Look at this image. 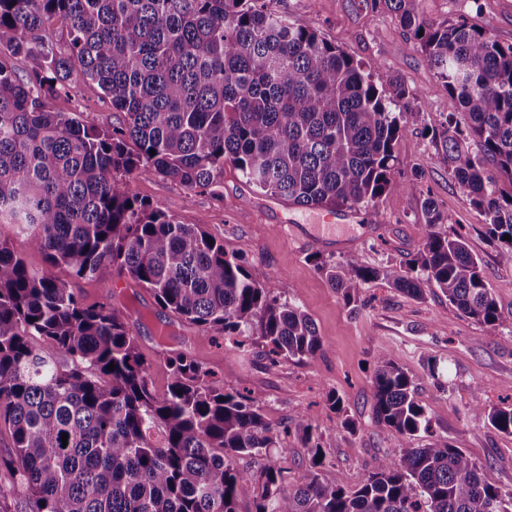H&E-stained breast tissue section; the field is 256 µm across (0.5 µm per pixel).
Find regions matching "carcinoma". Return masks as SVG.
<instances>
[{
    "label": "carcinoma",
    "mask_w": 512,
    "mask_h": 512,
    "mask_svg": "<svg viewBox=\"0 0 512 512\" xmlns=\"http://www.w3.org/2000/svg\"><path fill=\"white\" fill-rule=\"evenodd\" d=\"M378 2L421 41L448 91L451 112L423 132L489 232L512 244V189L499 180L512 182V44L462 15L429 23L421 0ZM54 17L66 23L64 50L46 36ZM30 56L35 65L17 76L11 59ZM76 64L122 124L99 130L49 108ZM419 100L399 78L379 89L363 64L264 0H0V227L78 278L112 267L178 318L236 337L244 352L260 347L270 370L283 359L310 363L322 349L313 320L271 296L200 225L135 197L126 176L160 175L219 199L229 163L255 190L298 206H368L412 188L394 179L395 148ZM422 207L418 275L355 259L315 270L348 303L383 278L416 298L437 288L462 315L498 322L480 260L440 229L447 217L433 199ZM140 319L110 300L84 304L0 237V432L13 448L0 467L25 489L29 512H238L245 496L253 512H512V491L450 445L379 458L354 488L327 484L322 448L300 416L311 463L281 494L283 467L270 455L279 433L262 402L216 387L215 373L185 354L167 359V391L154 393L132 330ZM371 384L393 436L430 433L411 378L383 353ZM471 412L512 435V409L488 411L476 396ZM243 456L264 461L243 470Z\"/></svg>",
    "instance_id": "carcinoma-1"
}]
</instances>
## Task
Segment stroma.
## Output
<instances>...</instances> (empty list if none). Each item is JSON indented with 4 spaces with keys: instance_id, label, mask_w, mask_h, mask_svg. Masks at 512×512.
<instances>
[{
    "instance_id": "1",
    "label": "stroma",
    "mask_w": 512,
    "mask_h": 512,
    "mask_svg": "<svg viewBox=\"0 0 512 512\" xmlns=\"http://www.w3.org/2000/svg\"><path fill=\"white\" fill-rule=\"evenodd\" d=\"M269 10L313 28L349 56L371 69L376 84L398 77L420 93L422 110L410 119L411 132L396 148V170L414 180L411 191L393 189L373 205L352 209L336 227V239L316 245L317 210L255 191L232 166L224 168L223 198L190 190L160 176H130L138 199L161 203L183 224H201L227 253L262 275L264 288L287 298L314 321L323 347L313 363L285 360L267 370L256 354H245L231 341L181 321L131 278L107 268L92 278L66 280L85 303L98 304L117 295L134 303L143 319L134 327L149 367V385L163 393L169 383L167 359L178 353L192 357L229 383L262 401L273 427L280 429L278 451L287 474L280 486L288 493L309 465L311 454L300 429L303 415L325 455L324 482L354 487L372 471L377 458L400 451L373 414L371 378L378 354L402 366L432 419V442L464 450L482 466L486 478L512 490V436L499 433L485 418L472 416L473 396L487 408H512V264L502 260L506 245L491 236L484 216L472 207L444 162L441 150L423 127L430 116L447 111L448 92L436 77L419 40L406 34L373 0H266ZM432 23L466 15L470 23L504 44L512 43V0H422ZM56 112L79 113L85 124L108 129L121 120L109 98L80 69H73L65 92L52 97ZM433 198L447 216L448 230L460 233L481 262L501 320L480 324L449 305L439 289L422 297L401 293L386 280L370 281L354 303L316 272L315 259L342 263L357 259L370 268L407 269L416 258L426 230L424 198ZM338 395L355 421L344 428L327 401Z\"/></svg>"
}]
</instances>
